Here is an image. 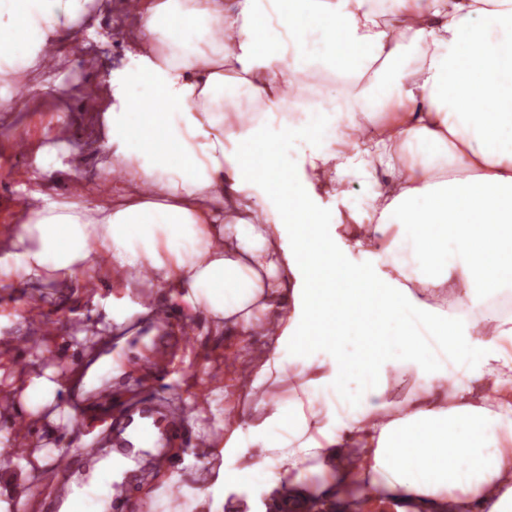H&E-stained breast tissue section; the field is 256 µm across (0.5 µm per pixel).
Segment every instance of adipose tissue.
<instances>
[{
    "instance_id": "1",
    "label": "adipose tissue",
    "mask_w": 512,
    "mask_h": 512,
    "mask_svg": "<svg viewBox=\"0 0 512 512\" xmlns=\"http://www.w3.org/2000/svg\"><path fill=\"white\" fill-rule=\"evenodd\" d=\"M91 2L0 0L1 114L19 112L7 90L23 73L59 87L42 49ZM386 2L139 0L99 113L121 188L108 204L33 200L0 248V288L86 280L105 261L213 327L268 329L247 416L224 424L222 464L197 492L209 512L233 483L300 488L312 472L340 491L512 512V0ZM230 97L247 111H225ZM450 166L464 177H442ZM355 168L371 184L361 201L345 186ZM349 239L365 263L348 262ZM361 290L403 347L343 406L361 341L312 329L358 308ZM411 375L424 384L397 405L389 379ZM116 475L102 461L94 493L75 490L62 512H100Z\"/></svg>"
}]
</instances>
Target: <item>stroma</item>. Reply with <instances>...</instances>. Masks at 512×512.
Masks as SVG:
<instances>
[{
    "instance_id": "35a3bbf8",
    "label": "stroma",
    "mask_w": 512,
    "mask_h": 512,
    "mask_svg": "<svg viewBox=\"0 0 512 512\" xmlns=\"http://www.w3.org/2000/svg\"><path fill=\"white\" fill-rule=\"evenodd\" d=\"M107 7L99 15L95 28L76 31V45L87 48V55L74 57L65 48L56 58V69L68 91L60 100L41 98L18 113L14 122L0 127V236L19 223L22 207L34 193L57 198L71 194L73 179L66 168L67 158H60L58 168L46 176L36 172L38 151L52 143L55 132L78 145L95 130V120L82 106L81 90L98 86L101 94L109 88L101 74L110 67L125 64V49L135 30V22L126 6L127 0H105ZM28 144L25 155L14 153L17 142ZM127 307L129 319L122 332H114L107 320L113 301ZM160 300L151 289L126 287L118 277L98 272L94 287L66 285L40 294H32L25 285L0 288V398L9 401L0 408V434L11 436L22 456L42 453L47 463L33 466L28 476L30 495L17 512H61L72 486L90 483L97 461H90L72 471L67 481H60L56 471L58 457L74 451L77 443L103 437L122 409L134 408L146 401L145 382L152 371L166 374L168 389L161 400L172 407L192 410L191 428L201 440V447H186L176 442L162 451L161 461L139 450L129 454L136 478L129 487L120 488V503L114 512H207L198 502L195 488L206 483L219 455L207 454L205 444L219 439L215 409H223L232 418L240 404L239 366L252 362L261 343L244 341L231 329L213 331L200 316H193L191 337L179 341L173 328H159L142 313L143 308H159ZM40 309L53 318L51 329H43L31 318L32 309ZM50 351L54 367L60 368L67 383L57 392L55 407L81 405L93 408L91 419L69 427L52 420L51 411L43 410L29 419L26 433L15 438L20 417L27 411L21 391L31 376L41 375L46 363L41 351ZM105 354L114 355L120 373L105 376L99 387L85 391L75 372L77 363H94Z\"/></svg>"
}]
</instances>
